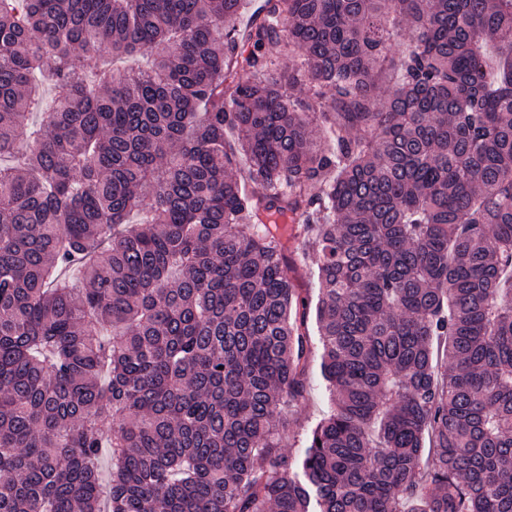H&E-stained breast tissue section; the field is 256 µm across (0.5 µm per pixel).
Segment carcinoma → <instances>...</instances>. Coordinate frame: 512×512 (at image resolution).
<instances>
[{
	"mask_svg": "<svg viewBox=\"0 0 512 512\" xmlns=\"http://www.w3.org/2000/svg\"><path fill=\"white\" fill-rule=\"evenodd\" d=\"M241 9L0 0V512H512V0ZM289 276L294 288L301 297L312 300L310 314L307 317L310 338L308 340V370L304 398L286 415L287 431L284 439L285 448H300L310 429L318 422L327 410V393L320 369V347L316 336L314 306L318 283L314 276V259L305 254L301 240L290 244Z\"/></svg>",
	"mask_w": 512,
	"mask_h": 512,
	"instance_id": "1",
	"label": "carcinoma"
}]
</instances>
